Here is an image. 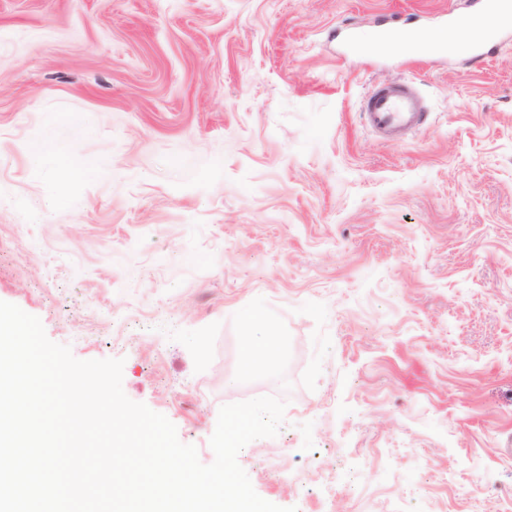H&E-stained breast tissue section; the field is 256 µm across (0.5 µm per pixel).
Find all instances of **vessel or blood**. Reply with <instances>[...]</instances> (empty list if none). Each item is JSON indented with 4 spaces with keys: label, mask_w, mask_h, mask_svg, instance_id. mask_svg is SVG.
<instances>
[{
    "label": "vessel or blood",
    "mask_w": 512,
    "mask_h": 512,
    "mask_svg": "<svg viewBox=\"0 0 512 512\" xmlns=\"http://www.w3.org/2000/svg\"><path fill=\"white\" fill-rule=\"evenodd\" d=\"M419 55L435 51V44L427 41L420 31L394 23L376 37L379 53H387L390 45ZM362 111L367 126L381 136L398 140L409 131L418 129L425 117L422 101L415 90L406 84L376 86L364 98Z\"/></svg>",
    "instance_id": "1"
}]
</instances>
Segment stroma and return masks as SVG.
<instances>
[{"label":"stroma","instance_id":"1","mask_svg":"<svg viewBox=\"0 0 512 512\" xmlns=\"http://www.w3.org/2000/svg\"><path fill=\"white\" fill-rule=\"evenodd\" d=\"M476 2L0 0V301L202 463L223 405L286 401L238 456L276 505L512 512V35L355 42ZM402 80L429 119L389 143L361 103ZM452 30L454 31L456 40L461 43L469 44L470 46H479L482 48L481 55L489 54L490 51L493 49L494 46H490L487 44L486 41H481L476 39L472 23H465L463 19H460L459 17H452ZM448 40V49L454 50L459 47L465 46L462 44H458L453 37L447 36ZM411 34V36H410ZM398 45L405 53L419 55L429 52H435V44L427 41L419 30L410 29V27L398 24L392 21L390 28H384L377 33L376 46L379 53L389 52L390 45ZM270 338H258L252 335L245 336L244 354L241 359L240 375H250L255 366L268 356L271 349Z\"/></svg>","mask_w":512,"mask_h":512}]
</instances>
